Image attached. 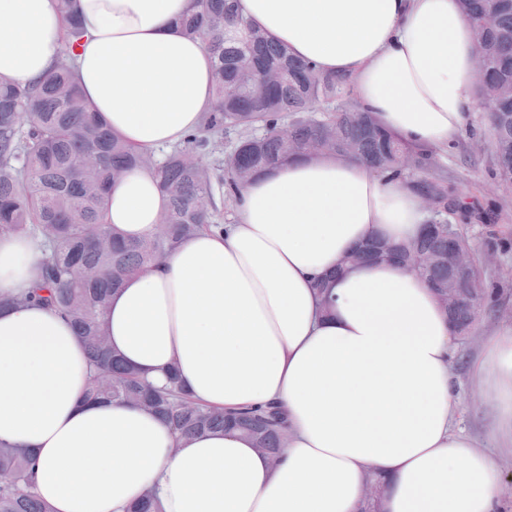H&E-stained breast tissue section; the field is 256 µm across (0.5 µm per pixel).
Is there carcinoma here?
<instances>
[{
  "label": "carcinoma",
  "mask_w": 512,
  "mask_h": 512,
  "mask_svg": "<svg viewBox=\"0 0 512 512\" xmlns=\"http://www.w3.org/2000/svg\"><path fill=\"white\" fill-rule=\"evenodd\" d=\"M65 20L60 61L33 83L0 79V235L24 233L43 253L35 287L3 304L39 303L68 319L85 342L93 370L86 399L135 404L160 415L179 436L222 429L224 410L192 400L173 385L156 390L111 350L105 316L112 292L125 278L152 267L176 244L214 219L216 191L233 205L254 177L309 156H352L378 174L410 180L422 196L435 198L424 231L408 243L375 239L344 259L398 262L434 288L454 333L468 336L484 310L487 293L479 256L462 233L480 214L493 216L500 199L476 208L462 203L447 178L431 169L427 153L407 146L367 112L344 103V77L326 75L298 61L288 48L234 16L233 0H192L179 23L189 38L204 40L213 58V100L200 126L162 159L129 146L102 123L82 94L74 49L85 36L76 22L77 0H56ZM486 71L473 88L478 106L491 114L494 179L512 187V0H459ZM232 21L247 28L241 42H224ZM155 173L167 206L164 230L127 241L105 222L111 183L131 169ZM470 258L473 289L448 282V236ZM239 429L274 463L288 438L278 407L262 405L234 417ZM37 462L27 448L0 442V512H53L35 492Z\"/></svg>",
  "instance_id": "1"
}]
</instances>
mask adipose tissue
Returning a JSON list of instances; mask_svg holds the SVG:
<instances>
[{"mask_svg":"<svg viewBox=\"0 0 512 512\" xmlns=\"http://www.w3.org/2000/svg\"><path fill=\"white\" fill-rule=\"evenodd\" d=\"M190 0H77L87 31L78 81L128 144L156 149L195 129L212 98L204 41L185 37ZM297 59L352 78L361 111L416 148L445 153L468 126L476 46L458 0H235ZM63 49L55 0H0V76L39 78ZM166 200L129 171L105 220L153 230ZM425 220L411 184L348 157L297 158L256 177L223 233L182 240L130 276L106 318L113 349L154 385L176 368L197 402L279 405V465L239 431L176 440L136 406L84 400L90 366L68 322L30 304L0 310V441L31 449L54 512H127L156 491L163 512H503L504 466L457 428L454 334L427 282L395 263L340 269L351 248L402 243ZM42 253L0 238V294L32 288ZM330 277L329 297L314 283ZM471 380L488 389L492 435L512 448V326L486 336Z\"/></svg>","mask_w":512,"mask_h":512,"instance_id":"1","label":"adipose tissue"}]
</instances>
